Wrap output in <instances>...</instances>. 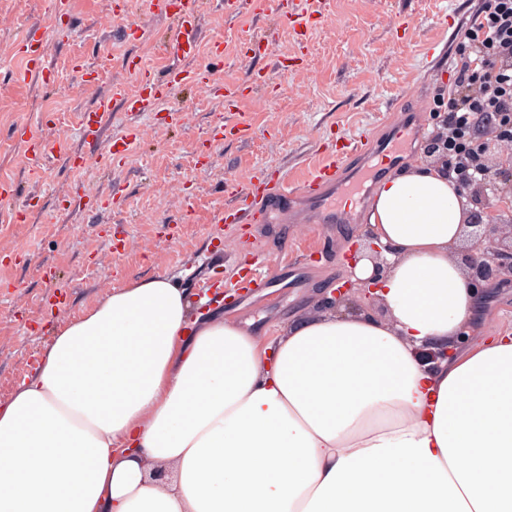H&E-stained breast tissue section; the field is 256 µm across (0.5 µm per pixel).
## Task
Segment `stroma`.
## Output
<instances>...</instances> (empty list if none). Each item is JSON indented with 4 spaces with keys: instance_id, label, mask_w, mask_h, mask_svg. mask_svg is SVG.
Listing matches in <instances>:
<instances>
[{
    "instance_id": "stroma-1",
    "label": "stroma",
    "mask_w": 512,
    "mask_h": 512,
    "mask_svg": "<svg viewBox=\"0 0 512 512\" xmlns=\"http://www.w3.org/2000/svg\"><path fill=\"white\" fill-rule=\"evenodd\" d=\"M113 0H68V13L49 28L46 58L54 81L42 83L26 72L15 47L36 19L48 16L51 0H0V181L12 182L16 195L0 203V254L18 252L22 261L0 265V400L31 374L48 339L49 325L93 307L112 288L131 278L178 275L190 297L205 284L236 281L234 256L258 252L254 269L260 286L234 302L214 306L213 314L252 321L265 340H273L293 313L305 310L313 290L343 285L352 269L347 248L361 233L368 197L354 182L336 191L335 200H352L350 221L327 223L312 204H280L268 224H220L230 206L224 180L247 181L260 168L303 177L325 153L356 143L367 130L390 138L406 111L417 109L424 133H431L452 82L451 65L463 54L460 36H448L441 22L467 28L480 0H317V23L306 41L255 4L225 18L218 0L201 4L200 51L190 69L233 85L260 73L269 88H257L234 111L189 84L167 101L183 121L171 125L166 112L137 114L122 101L100 137L83 140L81 115L111 89L129 82V57L137 56L152 74L174 63L155 42L168 28L164 17L145 13L142 0H130V17L145 30L142 42L125 40L109 19ZM244 33L270 37L267 54L237 61ZM224 44L223 65H214L211 43ZM96 68L100 77L81 86L74 60ZM220 120L249 126L245 142L214 147L211 164L202 146ZM132 126L143 137L133 142L121 166L106 165V145ZM55 140L85 157L83 168L67 167L57 153L32 167L22 134ZM117 193V207L62 209L65 199ZM40 202L27 222L12 223L13 209L29 196ZM54 267L55 278L44 275ZM63 295L67 307L50 312L43 299Z\"/></svg>"
}]
</instances>
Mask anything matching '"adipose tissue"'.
I'll return each mask as SVG.
<instances>
[{"label": "adipose tissue", "instance_id": "1", "mask_svg": "<svg viewBox=\"0 0 512 512\" xmlns=\"http://www.w3.org/2000/svg\"><path fill=\"white\" fill-rule=\"evenodd\" d=\"M365 220L394 249L353 268L381 314L315 309L265 344L159 275L53 327L0 402V512H512V335L455 255L458 184L413 163Z\"/></svg>", "mask_w": 512, "mask_h": 512}]
</instances>
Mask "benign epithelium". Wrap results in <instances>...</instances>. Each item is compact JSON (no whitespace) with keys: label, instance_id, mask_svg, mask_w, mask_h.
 Returning a JSON list of instances; mask_svg holds the SVG:
<instances>
[{"label":"benign epithelium","instance_id":"1","mask_svg":"<svg viewBox=\"0 0 512 512\" xmlns=\"http://www.w3.org/2000/svg\"><path fill=\"white\" fill-rule=\"evenodd\" d=\"M442 128L426 141L428 157L439 162L448 155V113L440 120ZM485 153L495 157V164L485 167V182L493 184L512 179V162L500 150L499 140L490 136L484 141ZM480 201L472 202L467 227L470 242L466 246L462 261L472 283L512 278V224H499L492 209L485 203V190H480Z\"/></svg>","mask_w":512,"mask_h":512}]
</instances>
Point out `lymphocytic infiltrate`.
Instances as JSON below:
<instances>
[{"mask_svg":"<svg viewBox=\"0 0 512 512\" xmlns=\"http://www.w3.org/2000/svg\"><path fill=\"white\" fill-rule=\"evenodd\" d=\"M468 52L453 65L448 90V172L457 182L480 185L483 130L497 133L512 153V0H481L464 34Z\"/></svg>","mask_w":512,"mask_h":512,"instance_id":"lymphocytic-infiltrate-1","label":"lymphocytic infiltrate"}]
</instances>
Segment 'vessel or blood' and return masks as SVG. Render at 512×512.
Listing matches in <instances>:
<instances>
[{
    "instance_id": "vessel-or-blood-1",
    "label": "vessel or blood",
    "mask_w": 512,
    "mask_h": 512,
    "mask_svg": "<svg viewBox=\"0 0 512 512\" xmlns=\"http://www.w3.org/2000/svg\"><path fill=\"white\" fill-rule=\"evenodd\" d=\"M283 0H264L269 13L288 23L296 36H305L315 19L312 14H299L295 10H283ZM150 12L164 16L170 27L159 44L162 53L184 59L194 55L200 39V9L198 0H147ZM42 24H35L31 34L18 43L19 52L27 59L31 70L42 80H50L52 69L46 61ZM129 72L136 79L135 91H128L121 83L113 84L109 96L101 98L96 106L83 114L80 133L86 139H98L107 124L113 100H122L127 111L157 112L176 88L190 84H202L206 93L223 103L225 111H233L241 98L253 91L252 85L232 86L200 74H193L181 67L170 69L163 77L143 71L137 64L128 63ZM142 134L140 128H131L126 136L112 139L109 143V162L120 165L132 140ZM376 140L365 135L359 149L328 157L312 166L296 184L289 185L283 174L267 171L251 182L242 184L233 179L225 180L224 193L232 204L224 213L223 222L254 224L264 220L274 200L305 197L324 205L331 189L343 185L351 169L367 158Z\"/></svg>"
}]
</instances>
